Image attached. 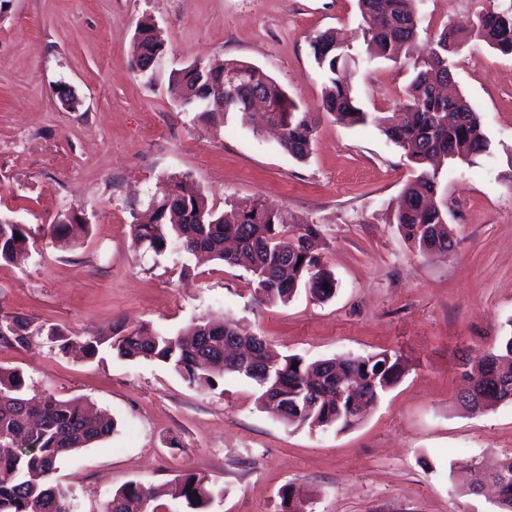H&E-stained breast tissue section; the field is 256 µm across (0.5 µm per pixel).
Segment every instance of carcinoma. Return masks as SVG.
I'll list each match as a JSON object with an SVG mask.
<instances>
[{
  "mask_svg": "<svg viewBox=\"0 0 512 512\" xmlns=\"http://www.w3.org/2000/svg\"><path fill=\"white\" fill-rule=\"evenodd\" d=\"M416 0H358L367 60L405 59L411 79L402 106L388 115L369 116L352 92L350 55L336 36L325 31L310 42L311 55L328 84L322 113L354 127L375 122L412 163L393 216L404 240L423 253H446L448 207L438 194V167L448 161L470 163L490 150L480 115L463 96H445L440 88L451 82L454 57L471 40L512 56V0H498L479 11L466 26L446 25L428 49L415 53L421 16ZM142 59L165 53V41L150 23L138 25ZM171 90L184 106L214 116L215 103L224 111L246 115L254 110V95L266 104L268 121L282 127L281 146L297 160L310 152L318 119L263 69L227 61L210 68L198 61L172 74ZM86 229L74 212L64 213L44 227L46 235L70 244ZM132 243L156 254H191L250 274L253 300L259 304L290 301L304 289L319 301L330 299L336 279L324 263L316 224L288 228L287 214L258 200L239 199L228 213L209 206L200 190L189 191L177 178L165 180L151 197L146 221L130 227ZM21 239H15V235ZM35 244L27 225L0 215V261L16 263ZM61 352L74 343L58 327L48 329ZM30 323L19 316L0 318V344L23 348L29 344ZM85 357L95 358L106 347L125 360H150L174 370L189 385L215 390L227 375L250 380L262 406L276 408L290 426L306 425L338 431L357 424L403 375L398 356L381 351L341 360L307 361L297 355L279 361L268 355V342L237 320L215 324L196 322L172 335L144 325L127 330L115 326L79 340ZM489 356L494 362L463 361L464 374L485 377L484 394L494 396L495 380L512 381V332L498 337ZM342 370L348 383L365 391L366 406L357 412L336 382ZM115 422L105 411L89 409L81 399L59 400L52 395L29 398L22 371L0 366V512H74L72 496L56 481L57 463L108 437ZM468 490L475 493L487 481L501 492L502 512H512V455L498 469L484 473L471 460L462 465ZM177 498L186 512H207L223 494L204 475L186 472L176 481ZM157 495L129 481L115 491L103 512H159Z\"/></svg>",
  "mask_w": 512,
  "mask_h": 512,
  "instance_id": "carcinoma-1",
  "label": "carcinoma"
}]
</instances>
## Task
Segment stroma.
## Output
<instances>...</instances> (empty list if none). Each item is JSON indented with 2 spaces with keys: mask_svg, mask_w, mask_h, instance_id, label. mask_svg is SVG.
I'll return each instance as SVG.
<instances>
[{
  "mask_svg": "<svg viewBox=\"0 0 512 512\" xmlns=\"http://www.w3.org/2000/svg\"><path fill=\"white\" fill-rule=\"evenodd\" d=\"M419 9L424 39L476 13L473 0ZM143 21L166 42L150 79L131 66ZM359 22L357 0H10L0 13V212L35 229L74 211L89 226L75 245L42 234L24 264L0 263V317H24L32 332L28 347L0 346V366L20 369L29 395L80 398L117 423L58 464L76 512H102L126 482L168 487L189 470L224 491L209 512H281L287 486L303 512H498L494 491L467 493L455 465L512 454V402L481 413L459 402L463 358L512 330V57L482 42L456 57L453 85L491 152L439 173L454 240L445 254L399 234L409 162L376 124L321 118L299 161L239 113L208 117L169 90L172 70L234 60L320 111L326 77L310 40L334 29L361 107L393 112L408 74L366 61ZM170 175L217 210L251 198L289 225H319L334 296L259 307L243 268L136 249L134 216ZM202 318L247 323L275 353L309 361L385 350L404 374L353 428H296L259 406L246 379L200 390L153 361L61 353L45 333H174Z\"/></svg>",
  "mask_w": 512,
  "mask_h": 512,
  "instance_id": "1",
  "label": "stroma"
}]
</instances>
